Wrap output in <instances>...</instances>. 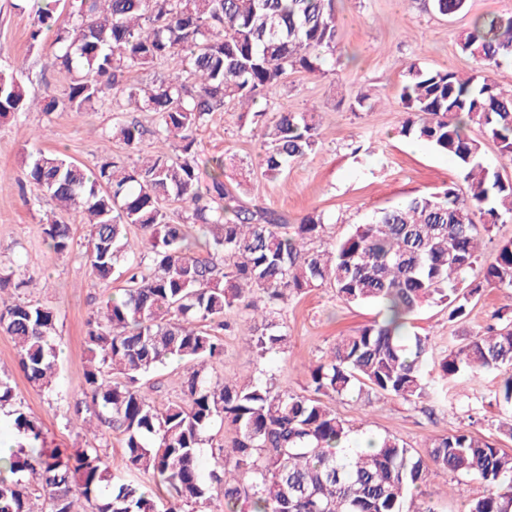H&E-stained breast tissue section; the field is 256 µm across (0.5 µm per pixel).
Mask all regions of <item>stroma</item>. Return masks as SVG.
I'll use <instances>...</instances> for the list:
<instances>
[{"mask_svg": "<svg viewBox=\"0 0 512 512\" xmlns=\"http://www.w3.org/2000/svg\"><path fill=\"white\" fill-rule=\"evenodd\" d=\"M36 8L35 0H0V70L14 73L33 101L25 111L0 117V266L14 272L5 297L55 309L58 362L51 388L37 387L24 376L11 340L0 334V377L13 386L16 405L41 426L47 447L97 449L115 481L149 488L151 478L130 468L119 433H93L86 426L94 417L83 392L86 323L124 282L100 283L90 276L84 256L89 227L81 213L66 217L73 248L62 255L50 249L43 226L54 204L19 185L24 165L42 151H60L91 166L102 153L124 158L129 150L121 142L103 140L112 127V112H41L38 99L62 94L69 76L47 64L53 52L52 32L43 31L35 41L30 38ZM510 13L512 0H470L468 12L453 17L426 10L423 0H336L335 55L328 57L323 73L288 72L274 99L278 109L315 113L316 151L292 165L283 180L267 181L261 174L253 127L231 104L213 113L197 131V144L205 153L230 158L224 179L239 185L241 201L274 209L291 224L312 211L324 214L327 224L319 245L332 247L382 209L458 182L451 158L399 136L405 114L398 89L414 62L463 76L475 74L476 62L459 47L461 33L470 29L474 16ZM365 88L381 98L370 110L356 103ZM250 300V306L228 313L232 327L223 333L224 359L213 372L268 382L291 393L307 392L309 367L322 359L337 336L383 316L381 307L348 305L331 289L316 288L283 305V350L262 355L243 329L253 307L263 304L257 294ZM507 303L504 291L485 288L472 297L464 321L449 320L447 307L440 303L418 311L411 319L412 331L430 336L435 344V356L425 372L427 396L416 403L375 394L332 399L331 407L351 428L350 445L357 447L368 437L388 433L422 453L433 439L466 431L498 441L512 453V439L500 431L502 423L512 420V409L499 400L500 372L444 380L438 367L439 358L494 324L495 312ZM485 493L480 479L437 470L421 484L416 498L436 512H469Z\"/></svg>", "mask_w": 512, "mask_h": 512, "instance_id": "obj_1", "label": "stroma"}]
</instances>
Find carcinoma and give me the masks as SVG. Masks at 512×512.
I'll use <instances>...</instances> for the list:
<instances>
[{
    "instance_id": "1",
    "label": "carcinoma",
    "mask_w": 512,
    "mask_h": 512,
    "mask_svg": "<svg viewBox=\"0 0 512 512\" xmlns=\"http://www.w3.org/2000/svg\"><path fill=\"white\" fill-rule=\"evenodd\" d=\"M441 16L467 10L469 0H428ZM39 8L30 39L53 31L54 62L71 76L41 111L117 113L108 136L137 149L149 135L162 150L139 164L102 157L92 167L65 154L40 152L20 181L55 201L44 234L57 254L73 244L64 215L80 210L90 230L86 258L94 279L107 282L128 261L129 227L144 233L147 264L127 269L126 286L88 323L89 367L84 393L100 425L122 435L130 465L151 476L156 493L113 482L95 448L73 454L37 448L38 425L9 411L17 432L10 478H0V512H32L23 474L39 476L48 512L74 508L75 483L91 512H179L206 505L212 486L201 473L200 448L214 427L233 432L221 444L211 479L222 484L219 512H433L414 503L430 469L482 480L488 488L469 512H512V454L456 431L435 439L428 459L390 434L347 446L350 427L324 398L372 393L412 403L426 395L429 336L410 333L409 317L424 304L448 306L462 321L482 288L512 289V240L479 269L481 282L461 286L478 262L479 231L512 220V180L482 157L477 127L512 164V90L486 76L408 66L398 96L405 109L399 135L448 155L462 184L428 192L380 212L334 245L312 242L324 231L315 212L290 224L274 210L245 206L224 182V156L199 150L195 132L213 112L237 103L252 114L262 176L279 181L314 152L318 123L306 112L274 107L290 69L321 70L335 54L336 0H65ZM461 49L485 70L512 62V14L477 15ZM165 64L170 73L149 85L131 74ZM25 90L0 71V117L23 110ZM152 113L151 126L125 119ZM180 144L172 159L163 148ZM177 202L174 224L166 204ZM332 289L347 304L373 303L384 317L339 337L310 368L311 394H292L260 381L214 380L223 339L207 329L254 292L263 294L261 324L248 326L262 354L284 341L271 314L288 297ZM56 313L39 302L0 297V331L17 348L29 381L48 387L58 358ZM190 365L182 398L159 406L143 379L170 362ZM440 377L498 369L502 400L512 407V317L473 336L440 361Z\"/></svg>"
}]
</instances>
